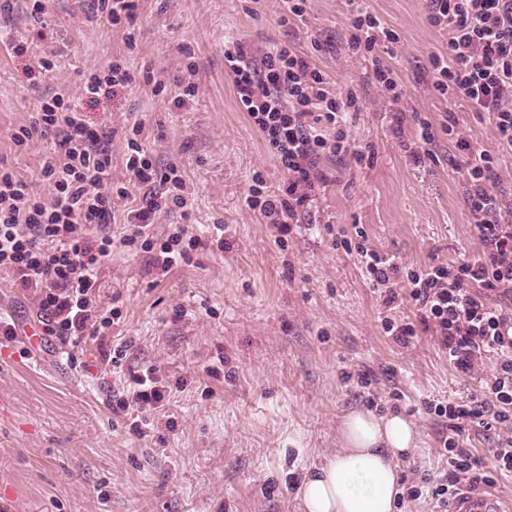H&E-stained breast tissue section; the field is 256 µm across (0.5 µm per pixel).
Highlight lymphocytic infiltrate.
Wrapping results in <instances>:
<instances>
[{"instance_id":"obj_1","label":"lymphocytic infiltrate","mask_w":512,"mask_h":512,"mask_svg":"<svg viewBox=\"0 0 512 512\" xmlns=\"http://www.w3.org/2000/svg\"><path fill=\"white\" fill-rule=\"evenodd\" d=\"M428 22L448 37L446 50L430 58L433 88L449 106L462 105L487 118L496 152L476 149L455 114L440 128L420 121L414 163L431 157V145L446 134L463 164L464 202L483 247L481 258L458 266L411 267L379 253L364 242L342 239L355 249L361 268L383 305L410 299L418 322L384 319L382 329L400 345L418 331L431 333L449 365L479 379L481 390L461 402L428 400L427 415L447 423L440 439L448 469L428 488L410 486L408 499L427 496L447 507L448 491L469 480L478 458L461 438L472 424L491 417L503 435L493 450L497 468L512 472V173L504 174L501 158L512 156V0H428ZM349 48L369 59L373 76L391 102L403 92L394 68L380 61L398 34L367 9L353 14ZM225 74L249 122L279 159L286 177L277 192L262 183L250 188L247 202L283 234L291 233L302 209L319 184L326 181L320 166L327 155H350L362 161L342 124L344 112L357 109L354 93L330 90L309 55L287 46L258 52L242 40L224 45ZM141 123L126 137L129 183L112 179V128L88 125L76 102L60 94L39 98L31 122L14 130L15 146L39 138L49 143L38 178L52 190L42 200L30 183L0 167V269L15 285L34 289L45 332L80 347L103 336L112 319L95 311L98 272L112 258L113 245L143 253L152 268L169 272L192 263L203 242L174 225L157 237L154 221L160 212L185 208L186 182L176 164L156 166L139 141ZM147 190L140 207L127 213L125 230L113 239L108 219L114 200L129 198L131 189ZM492 354L490 374H482L483 354ZM169 400L167 385L148 367L132 375L129 390L116 400L129 412L130 429L147 436Z\"/></svg>"}]
</instances>
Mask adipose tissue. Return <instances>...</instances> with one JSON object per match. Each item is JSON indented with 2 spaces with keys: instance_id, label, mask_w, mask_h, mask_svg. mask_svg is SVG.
<instances>
[{
  "instance_id": "1",
  "label": "adipose tissue",
  "mask_w": 512,
  "mask_h": 512,
  "mask_svg": "<svg viewBox=\"0 0 512 512\" xmlns=\"http://www.w3.org/2000/svg\"><path fill=\"white\" fill-rule=\"evenodd\" d=\"M340 440L339 451L298 486L301 512H392L399 493L395 461L415 448L414 423L353 411L341 423Z\"/></svg>"
}]
</instances>
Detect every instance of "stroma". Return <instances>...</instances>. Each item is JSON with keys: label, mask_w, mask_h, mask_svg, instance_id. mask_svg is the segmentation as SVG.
Listing matches in <instances>:
<instances>
[{"label": "stroma", "mask_w": 512, "mask_h": 512, "mask_svg": "<svg viewBox=\"0 0 512 512\" xmlns=\"http://www.w3.org/2000/svg\"><path fill=\"white\" fill-rule=\"evenodd\" d=\"M35 23L25 0L0 15V29L26 39L28 55L0 45V162L33 182L46 144L17 150L11 134L30 122L42 95H81L85 73L128 60L134 81L85 107L91 124L112 127V177L126 179L125 127L158 166L180 168L194 203L161 214L155 233L182 224L207 237L224 227L194 264L158 276L144 254L117 247L99 273L98 309H120L108 341L126 344L120 367L99 359L96 343L68 349L42 334L32 292L0 271V315L37 327L45 354L34 360L22 339L0 347V507L9 512H299L296 489L312 465L338 448V428L353 410L401 414L419 432L399 463L402 487L440 475L443 426L424 399L462 401L477 380L452 368L423 332L406 346L385 335L386 317L416 319L411 301L383 306L355 254L338 241L363 231L379 252L413 266L477 260L481 243L464 204L463 181L446 138L434 160L414 165L418 120L440 124L447 102L433 88L430 57L445 36L427 21L426 0H365L400 41L381 60L403 80L391 103L371 61L350 56V0H313L305 20H283L281 0H139L132 24L104 23L94 0H46ZM134 34L136 47L124 38ZM266 50L285 44L311 56L333 90H354L347 116L352 142L370 147L362 162L327 157V175L285 244L247 203L254 178L276 191L285 172L251 126L224 73V39ZM49 73H26L36 57ZM195 97L172 103L181 79ZM163 92H156L157 83ZM155 366L172 387L165 408L173 427L133 434L112 411V393L133 372ZM377 382V402L346 373ZM499 430L470 427L465 445L481 459L492 489L512 499V473L496 472Z\"/></svg>", "instance_id": "stroma-1"}]
</instances>
